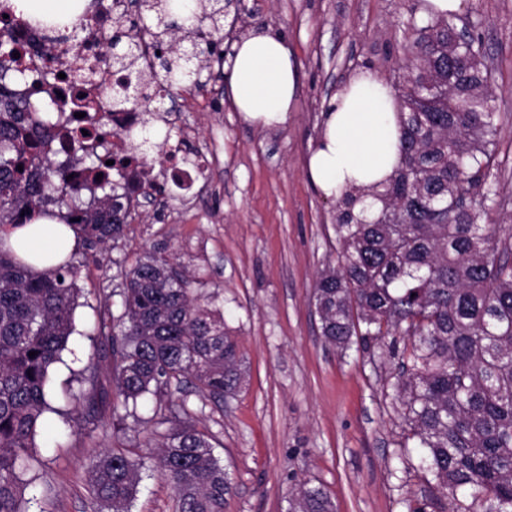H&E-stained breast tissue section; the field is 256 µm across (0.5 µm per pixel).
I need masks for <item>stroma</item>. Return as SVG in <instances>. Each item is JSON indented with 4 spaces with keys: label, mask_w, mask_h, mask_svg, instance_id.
Returning <instances> with one entry per match:
<instances>
[{
    "label": "stroma",
    "mask_w": 512,
    "mask_h": 512,
    "mask_svg": "<svg viewBox=\"0 0 512 512\" xmlns=\"http://www.w3.org/2000/svg\"><path fill=\"white\" fill-rule=\"evenodd\" d=\"M456 21L471 20L493 75L503 117L490 182L495 223L512 230V0H463ZM416 0H242V32L283 37L298 70L296 106L286 124L264 129L235 112L228 82L185 98L167 136L147 126L160 160L161 141L203 149L219 141L222 165L191 191L178 189L132 212L122 239L96 248L77 241L82 264L73 312L75 332L52 366L46 428L21 473L41 504L29 512H93V466L113 448L145 451L189 418L208 432L231 483L224 512H288L302 481L322 486L336 512H442L447 499L406 446L408 427L390 384L398 361L384 344L342 351L321 334L314 285L334 264L340 244L336 199L307 176L329 100L360 68L396 82L403 24ZM195 138L184 139V128ZM167 246L215 299L235 336L243 375L239 392L217 403L168 388L137 408L89 416L75 393L88 389L86 367L95 329L119 314L125 276L154 246ZM173 491L152 467L140 470L131 512H172Z\"/></svg>",
    "instance_id": "stroma-1"
}]
</instances>
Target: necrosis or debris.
<instances>
[{
  "label": "necrosis or debris",
  "mask_w": 512,
  "mask_h": 512,
  "mask_svg": "<svg viewBox=\"0 0 512 512\" xmlns=\"http://www.w3.org/2000/svg\"><path fill=\"white\" fill-rule=\"evenodd\" d=\"M82 9L90 14L92 24L84 29L74 49L63 38L60 27H41L19 17L12 19L11 35L23 38L15 67L22 72L41 68L48 74L39 96L57 117L54 153L62 154L65 137L79 135L81 129H91L99 121H106L110 130L108 146L116 166L124 183L137 196L154 180L156 167L142 159L126 134L130 129L146 126L149 113L138 107L113 108L112 90L118 76L102 56V44L116 21L129 14L128 0H84ZM219 152L216 145L208 153L193 157L170 146L162 150L165 166L174 167L189 188L200 177L210 175L219 162Z\"/></svg>",
  "instance_id": "obj_1"
}]
</instances>
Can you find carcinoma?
<instances>
[{
    "label": "carcinoma",
    "instance_id": "1",
    "mask_svg": "<svg viewBox=\"0 0 512 512\" xmlns=\"http://www.w3.org/2000/svg\"><path fill=\"white\" fill-rule=\"evenodd\" d=\"M210 2L208 12L194 4L184 26L193 39L179 50L167 43L176 22L151 0L142 3L153 13L149 29L118 23L113 39H126L123 53L108 59L126 77L112 105L150 104L148 87L130 71L146 35L154 51L168 50L155 56L154 93L170 95L191 81L205 58L196 30L204 22L210 35L223 30V0ZM407 29L418 37L399 56L401 159L383 190L370 192L382 203L375 221L353 215L365 195L349 191L338 200L341 252L316 282L317 313L322 336L342 350L355 339L366 346L402 338L403 348L392 350L400 364L392 388L408 438L423 449L448 498L444 512H512V247L484 223L497 204L488 177L501 115L482 44L470 35L458 40L445 17L421 25L412 12ZM43 78L38 69L15 74L10 57L0 56V89L20 79L37 89ZM427 81L435 93L423 89ZM45 108L39 98L0 94V234L39 213L72 228L90 248L120 239L133 201L107 174L115 166L97 146L72 148L90 154L87 166L106 169L94 206L69 178L71 159L25 166V157L45 152L52 138L49 115L38 135L30 134L32 114ZM50 203L58 213L46 209ZM76 273L72 254L39 269L0 246V512H28L19 472L50 410L51 367L74 332ZM193 284L164 248L127 273L123 312L102 319L97 336L96 358L114 360L112 378L93 381L81 395L88 414L107 404L114 412L135 405L173 383H189L218 403L238 393V342L224 332L221 316L195 304ZM153 458L174 491L175 512H224V466L191 421L172 428ZM138 483V463L126 449H111L92 470L94 512H130ZM289 510L335 506L322 487L303 482Z\"/></svg>",
    "mask_w": 512,
    "mask_h": 512
}]
</instances>
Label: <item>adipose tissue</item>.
I'll use <instances>...</instances> for the list:
<instances>
[{
    "label": "adipose tissue",
    "instance_id": "ef3b65f1",
    "mask_svg": "<svg viewBox=\"0 0 512 512\" xmlns=\"http://www.w3.org/2000/svg\"><path fill=\"white\" fill-rule=\"evenodd\" d=\"M229 72L234 107L247 121L283 125L295 108L298 72L283 39L255 30L236 41ZM323 134L307 164L312 183L328 197L380 187L400 160L399 107L393 86L371 70L358 71L323 113ZM8 244L27 262L53 250L69 251L71 229L33 216L15 227Z\"/></svg>",
    "mask_w": 512,
    "mask_h": 512
}]
</instances>
